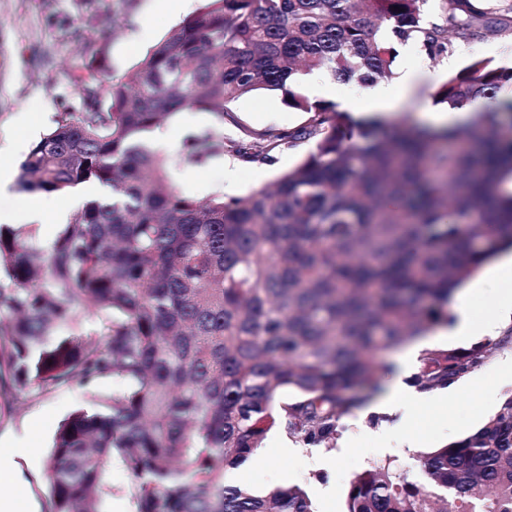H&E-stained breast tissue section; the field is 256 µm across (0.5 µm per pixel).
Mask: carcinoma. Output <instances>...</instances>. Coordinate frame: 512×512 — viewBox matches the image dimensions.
Wrapping results in <instances>:
<instances>
[{
	"label": "carcinoma",
	"instance_id": "1",
	"mask_svg": "<svg viewBox=\"0 0 512 512\" xmlns=\"http://www.w3.org/2000/svg\"><path fill=\"white\" fill-rule=\"evenodd\" d=\"M205 0L117 81L87 64L83 111L60 112L19 164L24 191L104 193L47 245L0 225V411L110 380L72 412L46 462L48 512H100L103 473L130 474L136 512H315L305 490L224 480L275 426L331 449L342 417L381 391L378 357L450 319L448 301L512 248V66L474 56L434 94L474 113L451 132L356 121L297 86L319 71L366 87L396 77L395 44L436 60L512 37V0ZM281 91L302 126L237 149L312 143L247 197L176 191L146 136L179 111ZM111 99L103 111L101 94ZM473 144L450 152L449 141ZM224 152L210 130L176 161ZM94 307L98 329L76 321ZM512 346L425 350L419 390L446 388ZM293 389L298 396L282 401ZM354 475L347 512H512V395L477 431L418 458Z\"/></svg>",
	"mask_w": 512,
	"mask_h": 512
}]
</instances>
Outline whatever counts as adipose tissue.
<instances>
[{
    "mask_svg": "<svg viewBox=\"0 0 512 512\" xmlns=\"http://www.w3.org/2000/svg\"><path fill=\"white\" fill-rule=\"evenodd\" d=\"M438 78V70L410 67L397 75L396 87L377 83L367 88L359 98L337 96L335 84L326 81L318 73L308 76L307 85L312 95L337 96L341 108L349 111L354 118L393 121L398 117V109L413 98L420 86L436 82ZM491 288L497 292L496 303L481 317H474L469 306L471 299L484 295ZM450 310L454 321L451 325L439 327L440 336L452 341H462L473 336L498 339L502 328L512 323V253L500 255L495 266L483 270L476 278L464 283ZM417 355L418 347L414 344L397 349L392 358L394 368L391 378L377 398V405L388 407L401 400L415 406L447 404L457 390L456 385L420 394L407 390L404 379L416 366Z\"/></svg>",
    "mask_w": 512,
    "mask_h": 512,
    "instance_id": "obj_1",
    "label": "adipose tissue"
}]
</instances>
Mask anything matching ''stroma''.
Segmentation results:
<instances>
[{
  "instance_id": "obj_1",
  "label": "stroma",
  "mask_w": 512,
  "mask_h": 512,
  "mask_svg": "<svg viewBox=\"0 0 512 512\" xmlns=\"http://www.w3.org/2000/svg\"><path fill=\"white\" fill-rule=\"evenodd\" d=\"M149 0H0V164L18 168L21 158L8 149L13 141L35 142L53 124L58 112L82 109L81 88L89 79L87 63L104 59L108 76L132 70L155 42L184 19L195 15L203 0H187L183 11L147 14ZM147 15L151 41L133 38L140 15ZM302 122L282 93H259L230 104L223 118L199 110H184L166 121L175 156L184 137L211 129L223 136L224 153L206 164H173L171 183L196 198L225 193L224 162L234 159L239 185L234 194L249 195L274 183L294 167L302 148L280 147L270 159L234 156L233 143L276 125L287 130ZM114 389L105 380L91 390L72 385L39 398L0 418V439L35 423V440L21 460L25 493L35 512H44L50 497L45 473L60 422L75 408L109 397ZM512 395V348L497 352L481 368L467 375L462 392L447 408L401 407L392 412L358 410L341 419V435L333 449L307 448L298 438L272 428L259 453L261 462H248L237 478L257 492L298 484L307 491L315 512H344L349 482L364 469L393 464L415 465L418 456L476 431ZM108 489L101 512H134L129 494L130 475L119 463L105 468Z\"/></svg>"
}]
</instances>
